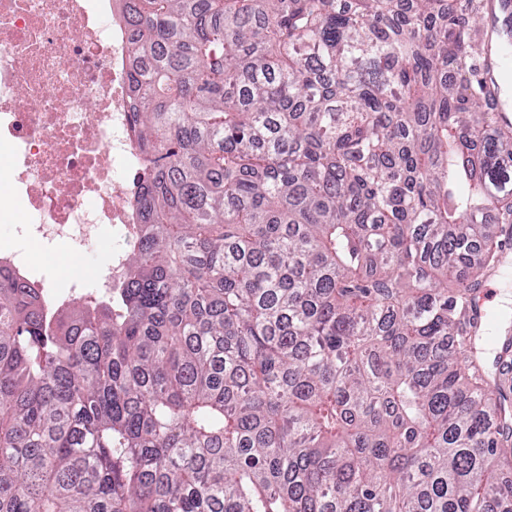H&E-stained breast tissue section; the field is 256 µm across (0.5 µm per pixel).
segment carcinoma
<instances>
[{"label": "carcinoma", "instance_id": "1", "mask_svg": "<svg viewBox=\"0 0 512 512\" xmlns=\"http://www.w3.org/2000/svg\"><path fill=\"white\" fill-rule=\"evenodd\" d=\"M486 2L129 0L146 232L55 320L0 271V512H512ZM477 282V288H479L484 283H487L496 289V300L488 308L493 307L491 310L492 313L502 315V311L499 308L498 299L502 295L503 298L507 297L508 300L512 301V265L510 266V263H505L504 266L500 265L494 271L481 274L479 277H477ZM505 302L508 304V301L505 300ZM509 307V321L511 320V331L509 332V335H506V332L501 333V340L499 344V353L503 355H507L506 361L507 364H501V361H498L495 356V352L493 351H486L482 354V364L484 368L489 372L491 376V380H495L497 384L501 385L505 391L509 394V397H511L512 402V344L509 347V351L505 353V345H504V336H511L512 337V303L508 304ZM511 309V310H510ZM498 364L502 366L503 371H500ZM500 371V372H499ZM511 388V392L509 391Z\"/></svg>", "mask_w": 512, "mask_h": 512}]
</instances>
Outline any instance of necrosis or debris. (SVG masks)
Masks as SVG:
<instances>
[{
  "label": "necrosis or debris",
  "mask_w": 512,
  "mask_h": 512,
  "mask_svg": "<svg viewBox=\"0 0 512 512\" xmlns=\"http://www.w3.org/2000/svg\"><path fill=\"white\" fill-rule=\"evenodd\" d=\"M125 0H0V141L27 220L0 260L51 306L118 287L142 227L134 199L146 168L131 122ZM119 230L104 273L62 290L36 274L31 245L85 251Z\"/></svg>",
  "instance_id": "1"
}]
</instances>
